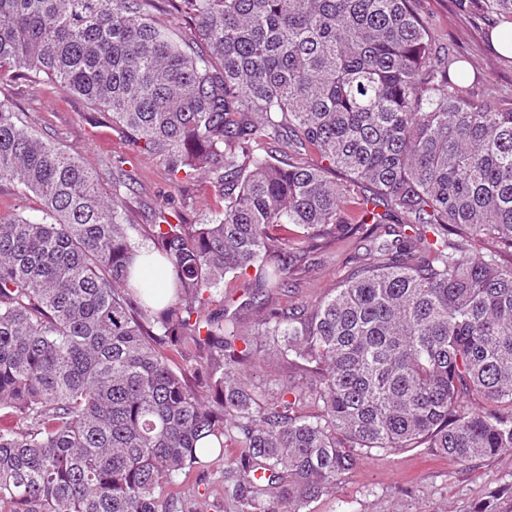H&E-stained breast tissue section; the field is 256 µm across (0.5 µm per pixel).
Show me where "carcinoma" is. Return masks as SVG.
Instances as JSON below:
<instances>
[{
  "instance_id": "obj_1",
  "label": "carcinoma",
  "mask_w": 512,
  "mask_h": 512,
  "mask_svg": "<svg viewBox=\"0 0 512 512\" xmlns=\"http://www.w3.org/2000/svg\"><path fill=\"white\" fill-rule=\"evenodd\" d=\"M149 2L0 0V68L83 98L222 200L200 224L150 214L173 291L156 308L121 186L0 99V183L43 205L0 214V409L18 420L0 512H197L188 478L217 460L238 512H305L373 449H512V107L415 0H173L192 39ZM479 7L512 18V0ZM288 225L308 253L349 234L364 252L327 295L269 308L300 261ZM227 278L261 299L251 330ZM189 344L205 360L186 371ZM264 355L305 380L256 392Z\"/></svg>"
}]
</instances>
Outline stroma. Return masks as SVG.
I'll list each match as a JSON object with an SVG mask.
<instances>
[{"label":"stroma","instance_id":"1","mask_svg":"<svg viewBox=\"0 0 512 512\" xmlns=\"http://www.w3.org/2000/svg\"><path fill=\"white\" fill-rule=\"evenodd\" d=\"M432 32L448 41L469 61L479 87L503 101L512 100V57L491 49L486 33L494 15L482 13L476 0H416ZM0 98L24 112L45 139L78 153L111 188L115 172L130 186L127 202L136 223L149 221L150 210L169 207L197 224L218 211L220 203L208 181L173 184L165 165L132 146L103 113L92 111L79 97L39 82L15 80L0 72ZM353 240L321 242L305 266L290 279L280 306L308 303L329 293L354 251ZM224 468L216 464L196 471L193 483L203 512H236L223 490ZM310 512H512V450L462 466L436 449L374 450L345 473L333 492L318 497Z\"/></svg>","mask_w":512,"mask_h":512}]
</instances>
